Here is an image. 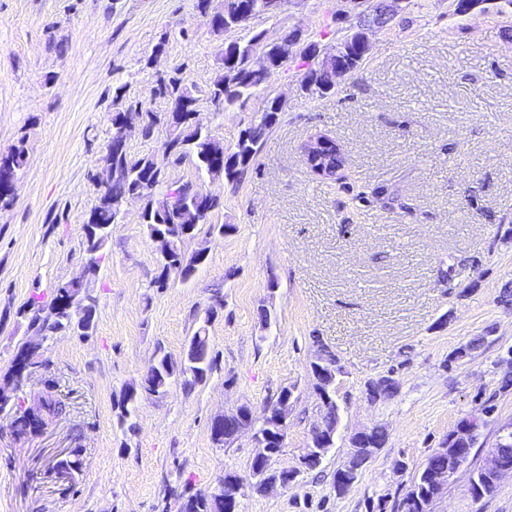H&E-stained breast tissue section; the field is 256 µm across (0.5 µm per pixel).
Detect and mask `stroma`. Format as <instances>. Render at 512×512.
<instances>
[{"label":"stroma","instance_id":"stroma-1","mask_svg":"<svg viewBox=\"0 0 512 512\" xmlns=\"http://www.w3.org/2000/svg\"><path fill=\"white\" fill-rule=\"evenodd\" d=\"M418 2L390 27L368 30L364 63L335 95H303L293 63L271 77L284 110L237 185L168 164L166 126L149 140L129 133L131 155H154L167 182L198 181L223 198L184 244L189 254L206 248L207 258L192 280L173 275L157 287L142 205H126L99 263L93 334L55 336L24 388L28 399L53 392L65 414L22 439L0 418V512H179L184 486L203 491L249 473L251 433L216 447L211 417L246 404L262 418L285 387L295 401L273 465H294L318 420L309 366L319 339L344 369L335 446L321 476L248 494L240 512L395 504L467 416L486 424L432 510L512 512V477L478 500L469 482L512 423V387L502 386L512 379V301L500 299L512 288V14L492 0L461 14L451 0ZM345 9L344 0H286L276 18L219 33L195 0H0V154L19 144L28 152L14 200L0 209V379L31 336L26 303L83 273L113 112H169L154 87L176 69L212 134L234 149L262 100L211 102L222 46L294 28L331 43L349 25ZM319 134L343 149L339 179L321 180L305 162L302 147ZM214 224L233 230L222 236ZM217 289L213 371L141 397L120 423L123 389L157 356L180 361ZM476 340L479 349L457 358ZM387 375L397 393L368 400L367 381ZM376 427L386 445L336 495L332 475L354 436ZM66 448L81 451L71 480L52 468Z\"/></svg>","mask_w":512,"mask_h":512}]
</instances>
